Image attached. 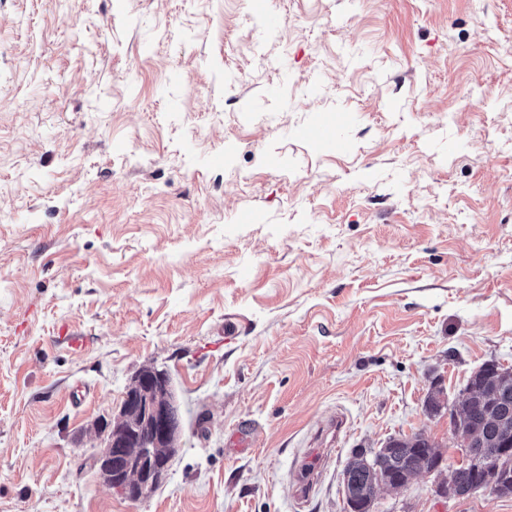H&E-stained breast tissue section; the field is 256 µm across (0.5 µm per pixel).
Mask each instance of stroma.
I'll return each mask as SVG.
<instances>
[{"instance_id": "1", "label": "stroma", "mask_w": 512, "mask_h": 512, "mask_svg": "<svg viewBox=\"0 0 512 512\" xmlns=\"http://www.w3.org/2000/svg\"><path fill=\"white\" fill-rule=\"evenodd\" d=\"M491 360L512 369V0H0V512H345L355 450L422 433L458 459L424 403ZM148 365L184 432L133 501L93 425ZM373 512L512 496L424 475Z\"/></svg>"}]
</instances>
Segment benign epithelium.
Listing matches in <instances>:
<instances>
[{"label": "benign epithelium", "mask_w": 512, "mask_h": 512, "mask_svg": "<svg viewBox=\"0 0 512 512\" xmlns=\"http://www.w3.org/2000/svg\"><path fill=\"white\" fill-rule=\"evenodd\" d=\"M448 430L462 460L448 466L438 484L445 496L456 495L453 476L471 464L469 447L476 436ZM101 438L95 462L106 484L131 500L153 493L165 477L182 437L180 404L164 369L145 366L126 388L118 415L94 428Z\"/></svg>", "instance_id": "7a95c632"}]
</instances>
